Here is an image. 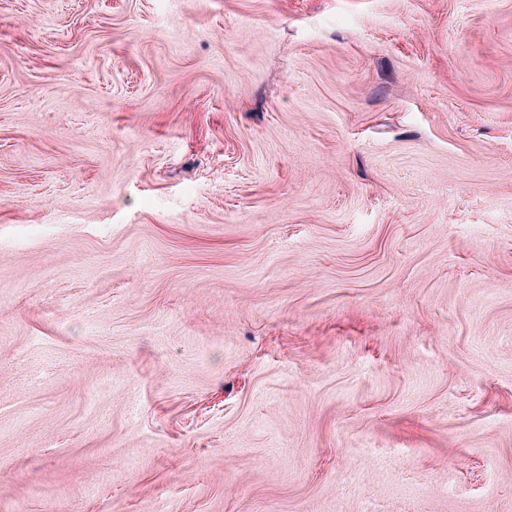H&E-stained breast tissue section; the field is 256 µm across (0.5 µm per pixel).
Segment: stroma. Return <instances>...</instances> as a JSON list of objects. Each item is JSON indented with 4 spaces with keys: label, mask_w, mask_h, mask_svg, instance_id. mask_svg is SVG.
<instances>
[{
    "label": "stroma",
    "mask_w": 512,
    "mask_h": 512,
    "mask_svg": "<svg viewBox=\"0 0 512 512\" xmlns=\"http://www.w3.org/2000/svg\"><path fill=\"white\" fill-rule=\"evenodd\" d=\"M0 512H512V0H0Z\"/></svg>",
    "instance_id": "stroma-1"
}]
</instances>
